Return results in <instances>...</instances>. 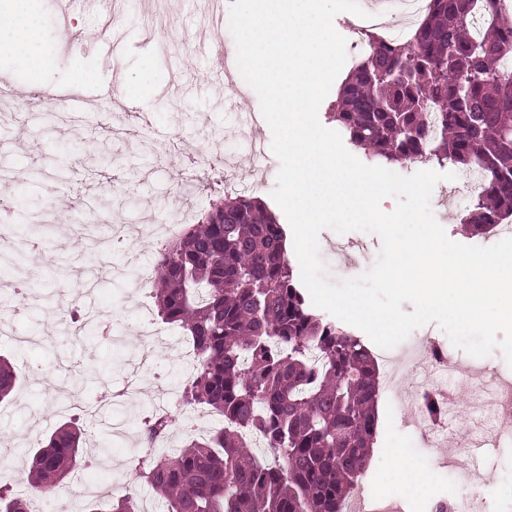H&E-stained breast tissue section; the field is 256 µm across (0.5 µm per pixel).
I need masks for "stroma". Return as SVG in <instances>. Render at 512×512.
<instances>
[{
  "label": "stroma",
  "instance_id": "35a3bbf8",
  "mask_svg": "<svg viewBox=\"0 0 512 512\" xmlns=\"http://www.w3.org/2000/svg\"><path fill=\"white\" fill-rule=\"evenodd\" d=\"M204 8L205 0H163L153 10L144 0H126L112 22L124 32L125 41L106 62L89 14H70L64 24L56 0H39L48 72L34 75L9 52L0 53V82L20 97L19 103L8 104L6 117L0 119V141L11 143L0 149V164L12 169L11 181L0 184V210L24 202L28 224L43 232L34 263L41 276L31 285L33 305L14 322L17 335H32L36 341L25 346L0 342V355L18 375L16 388L0 401V448L20 469L29 467L30 446L73 420L83 432L85 456L97 455L106 440L112 453L100 466H80L72 485L94 486L108 476L134 482L125 446L113 438V423L150 416L153 403L164 398L174 418L184 412L173 396L186 371L181 351L187 338L178 328L140 372L142 392L137 399L101 409L93 418L79 416V408L96 405L129 374L128 362L141 347V312L153 309L154 300L138 290L125 262L153 267L161 244L146 235L91 254L68 247L63 228H77L86 220L117 227L142 213L183 229L187 223L182 213L206 210L210 201L223 196L228 181L249 187L263 202L272 200L277 158L270 154L255 163L241 140L242 132L252 129L258 141L270 144V127L263 119L249 123L250 113L259 112L260 104L242 77H235V89L224 88V67L213 47L222 45L232 58L236 46L228 27L203 33ZM144 75L151 91L122 100L124 80ZM105 87L122 102L106 119L100 116V91ZM145 117L151 121L146 129L141 126ZM222 151L234 155L223 174L202 172L198 159ZM425 167L457 175L456 181L438 183L431 196L433 213L449 238L465 245H492V238L458 225L466 205L455 192L463 188L466 171L434 160ZM48 197L59 201L51 216L44 206ZM319 244L327 274L334 280L361 275L381 249L377 235L359 231L340 235L326 229ZM104 263L111 265V273L96 279L82 298L92 313L89 327L100 330L98 338L86 344L77 323L57 321V284L65 278L82 281L89 269ZM78 377L83 380L79 407L62 410L61 402ZM410 417L409 408L379 394L377 433L360 481L376 490L381 504L401 502L409 512H426L430 503L457 494L454 472L471 460L460 456L455 470L442 467L441 453L425 451L407 427ZM485 465L491 483L487 512H512V444L490 453Z\"/></svg>",
  "mask_w": 512,
  "mask_h": 512
}]
</instances>
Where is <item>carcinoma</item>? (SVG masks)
<instances>
[{
  "mask_svg": "<svg viewBox=\"0 0 512 512\" xmlns=\"http://www.w3.org/2000/svg\"><path fill=\"white\" fill-rule=\"evenodd\" d=\"M490 17L472 33L479 11ZM351 66L332 119L381 164L449 161L485 180L460 223L479 234L512 217V23L496 0H431L401 40L369 36ZM282 224L256 197L225 193L155 261L153 297L163 322L197 353L183 407L222 419L213 433L159 455L172 418L142 422L139 479L162 512H342L377 429L379 371L360 338L307 301ZM16 375L0 358V400ZM264 440L268 459L244 433ZM81 429L58 427L34 456L28 485L51 492L80 465ZM0 512H29L0 485ZM84 512H140L110 497Z\"/></svg>",
  "mask_w": 512,
  "mask_h": 512,
  "instance_id": "obj_1",
  "label": "carcinoma"
}]
</instances>
